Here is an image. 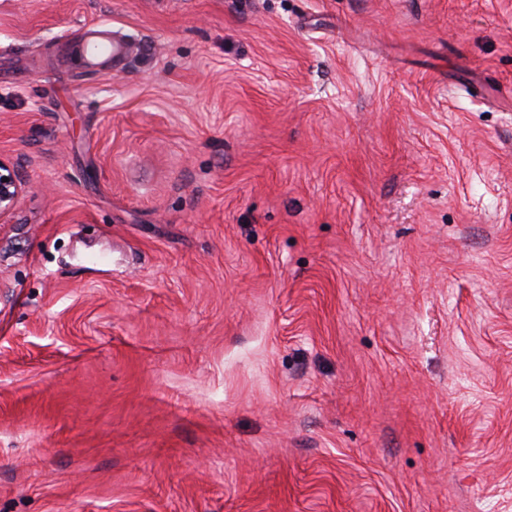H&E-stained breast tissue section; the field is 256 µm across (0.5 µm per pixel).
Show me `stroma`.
I'll return each instance as SVG.
<instances>
[{"mask_svg":"<svg viewBox=\"0 0 512 512\" xmlns=\"http://www.w3.org/2000/svg\"><path fill=\"white\" fill-rule=\"evenodd\" d=\"M0 157V512H512V0H0ZM85 44L86 54L88 56L85 57L89 59L91 63H94L103 55H105L107 59L117 63L123 54V46L120 43L113 41L109 37L108 31L98 29L95 25H91L88 28L87 35L82 46ZM25 186L26 182L19 176L14 163L0 158V223L13 213Z\"/></svg>","mask_w":512,"mask_h":512,"instance_id":"1","label":"stroma"}]
</instances>
